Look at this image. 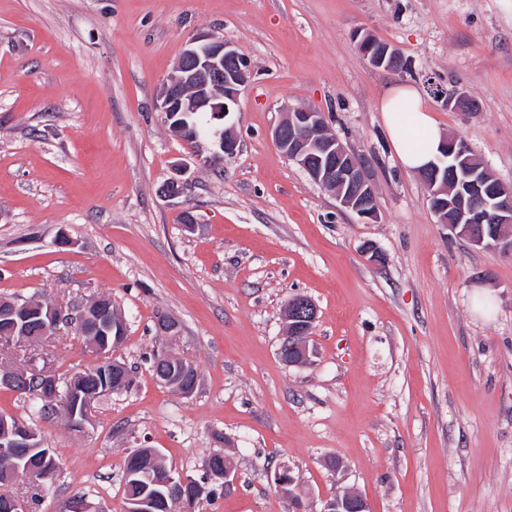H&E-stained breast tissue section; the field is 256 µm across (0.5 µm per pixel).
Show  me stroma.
<instances>
[{"instance_id": "obj_1", "label": "stroma", "mask_w": 512, "mask_h": 512, "mask_svg": "<svg viewBox=\"0 0 512 512\" xmlns=\"http://www.w3.org/2000/svg\"><path fill=\"white\" fill-rule=\"evenodd\" d=\"M201 31L250 62L228 118L238 150L214 167L156 108ZM359 32L411 73L370 65ZM434 84L478 110H448ZM403 85L512 186V0H0V298L111 299L127 323L113 357L130 371L80 432L0 386V414L37 429L57 464L41 499L24 476L8 483L29 512L77 496L121 512L138 448L198 480L212 454L231 459L236 486L213 483L196 512H292L274 485L285 468L305 512L340 487L369 512H512V253L453 236L402 168L379 101ZM287 107L324 112L365 158L377 220L340 211L279 150ZM180 174L183 193L166 196ZM479 291L491 317L473 310ZM297 295L318 310L305 367L278 354ZM160 314L179 336L158 335ZM158 353L196 368L191 395L156 379ZM95 362L72 326L0 343V374Z\"/></svg>"}]
</instances>
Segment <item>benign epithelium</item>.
Segmentation results:
<instances>
[{
    "mask_svg": "<svg viewBox=\"0 0 512 512\" xmlns=\"http://www.w3.org/2000/svg\"><path fill=\"white\" fill-rule=\"evenodd\" d=\"M357 46L376 68L400 73L410 70L400 51L366 35L357 39ZM249 64L234 44L212 33H199L190 38L174 70L162 84L157 108L163 112L175 131L189 129L183 117L187 112L209 115L208 137L214 139L219 151L202 156V143L195 146V156L211 164L236 151L237 138L224 127L223 121L233 111L242 88L248 81ZM450 109L472 110L476 104L466 92L455 90L448 94L439 91ZM273 140L288 159L299 165L309 177L333 191L339 208L361 218H378L377 194L367 162L350 150L336 135H329L325 115L308 108L288 111L273 129ZM419 176L431 189L430 201L439 222L448 230L466 238L478 247L497 246L512 252V189L505 187L473 155L469 145L457 138L443 142L438 160L419 171ZM37 309L39 328L35 333L42 339L55 336L64 326L83 324L82 337L86 348L100 356L98 364L114 377V390L123 389L127 381L125 367L109 358V353L121 345V337L106 333L124 323L119 313L90 316L83 308L50 304L35 306L23 298L0 300V323L7 326L4 334L15 338L18 328L27 320V313ZM317 319L315 303L304 295L288 301L287 335L300 342L292 347L287 365L303 367L312 363L316 351L311 335ZM96 370H84L73 380L61 382L52 372L36 368L0 376V385L21 390L33 387L32 398L44 412L62 409L72 429L80 431L89 422L93 403L99 397L94 384ZM158 380L175 389L179 379L167 355L156 362ZM42 447L37 434L24 422L0 419V473L12 469L17 461ZM156 484L164 487L171 500L181 505V512H193L197 503L184 498L183 490L192 486L189 477L173 469L158 477ZM278 491L297 504L296 480L291 471L276 473ZM322 512H367L364 498L351 490H338L325 501Z\"/></svg>",
    "mask_w": 512,
    "mask_h": 512,
    "instance_id": "7a95c632",
    "label": "benign epithelium"
}]
</instances>
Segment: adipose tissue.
Wrapping results in <instances>:
<instances>
[{
  "label": "adipose tissue",
  "mask_w": 512,
  "mask_h": 512,
  "mask_svg": "<svg viewBox=\"0 0 512 512\" xmlns=\"http://www.w3.org/2000/svg\"><path fill=\"white\" fill-rule=\"evenodd\" d=\"M380 110L390 143L406 170L418 171L436 159L444 135L417 89L409 86L389 89Z\"/></svg>",
  "instance_id": "adipose-tissue-1"
}]
</instances>
